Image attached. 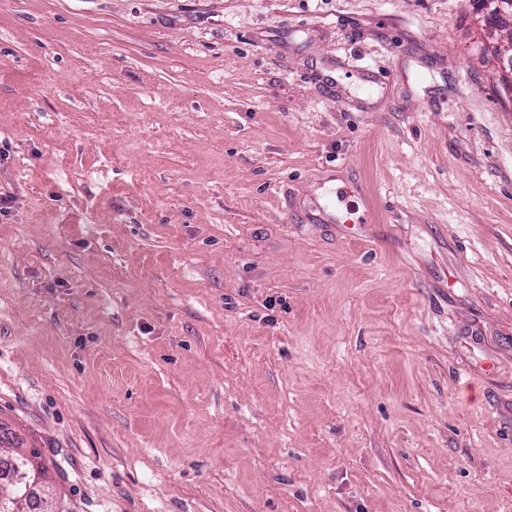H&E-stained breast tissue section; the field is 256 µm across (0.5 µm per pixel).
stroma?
Returning a JSON list of instances; mask_svg holds the SVG:
<instances>
[{"instance_id":"stroma-1","label":"stroma","mask_w":512,"mask_h":512,"mask_svg":"<svg viewBox=\"0 0 512 512\" xmlns=\"http://www.w3.org/2000/svg\"><path fill=\"white\" fill-rule=\"evenodd\" d=\"M481 42L474 0H0V427L65 512H512ZM331 172L372 223L306 213Z\"/></svg>"}]
</instances>
